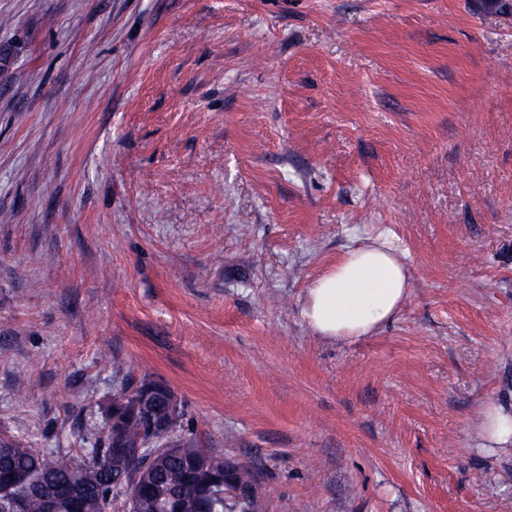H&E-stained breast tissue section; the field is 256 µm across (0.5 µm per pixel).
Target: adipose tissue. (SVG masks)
Wrapping results in <instances>:
<instances>
[{
    "label": "adipose tissue",
    "instance_id": "adipose-tissue-1",
    "mask_svg": "<svg viewBox=\"0 0 512 512\" xmlns=\"http://www.w3.org/2000/svg\"><path fill=\"white\" fill-rule=\"evenodd\" d=\"M410 291L408 271L394 251L360 244L311 282L302 316L322 339L357 340L391 320Z\"/></svg>",
    "mask_w": 512,
    "mask_h": 512
}]
</instances>
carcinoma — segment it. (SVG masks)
I'll return each mask as SVG.
<instances>
[{"instance_id":"1","label":"carcinoma","mask_w":512,"mask_h":512,"mask_svg":"<svg viewBox=\"0 0 512 512\" xmlns=\"http://www.w3.org/2000/svg\"><path fill=\"white\" fill-rule=\"evenodd\" d=\"M149 420L125 421L130 447L115 457L112 426L71 455L0 436V512H267L263 493L241 501L224 489L225 455L183 433L178 412L168 445L148 444Z\"/></svg>"}]
</instances>
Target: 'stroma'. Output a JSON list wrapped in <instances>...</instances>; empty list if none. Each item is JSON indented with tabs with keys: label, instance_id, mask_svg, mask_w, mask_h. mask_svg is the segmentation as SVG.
I'll list each match as a JSON object with an SVG mask.
<instances>
[{
	"label": "stroma",
	"instance_id": "stroma-1",
	"mask_svg": "<svg viewBox=\"0 0 512 512\" xmlns=\"http://www.w3.org/2000/svg\"><path fill=\"white\" fill-rule=\"evenodd\" d=\"M376 238L408 299L319 339ZM146 379L268 512H512V7L0 0V434L76 452ZM410 291L408 271L394 251L360 244L311 282L301 312L318 337L357 340L391 320ZM478 427L485 441L496 445L512 444V412L489 405L482 411Z\"/></svg>",
	"mask_w": 512,
	"mask_h": 512
}]
</instances>
